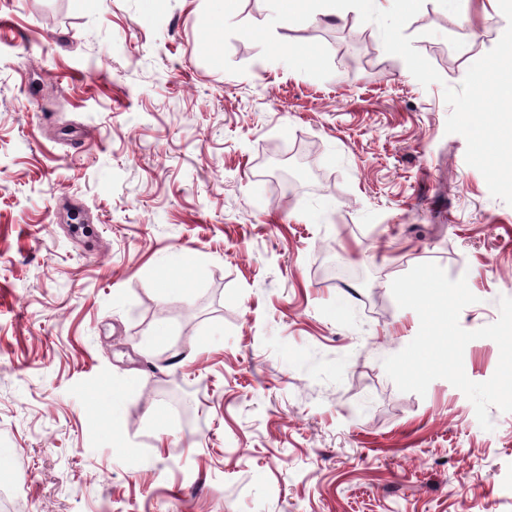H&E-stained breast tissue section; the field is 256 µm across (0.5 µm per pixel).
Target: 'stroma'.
<instances>
[{"instance_id":"1","label":"stroma","mask_w":512,"mask_h":512,"mask_svg":"<svg viewBox=\"0 0 512 512\" xmlns=\"http://www.w3.org/2000/svg\"><path fill=\"white\" fill-rule=\"evenodd\" d=\"M486 3L463 23L424 0L405 33L441 76L425 87L352 11L273 26L266 0H238L212 49L209 0H0L17 512H512V412L485 430L448 381L402 392L383 367L419 330L391 292L415 265L466 278L470 331L512 297V205L446 131L445 87L507 27ZM297 147L316 154L282 203L273 163ZM182 248L185 288L161 292ZM498 361L489 339L464 350L475 382ZM108 387L124 450L92 409Z\"/></svg>"}]
</instances>
